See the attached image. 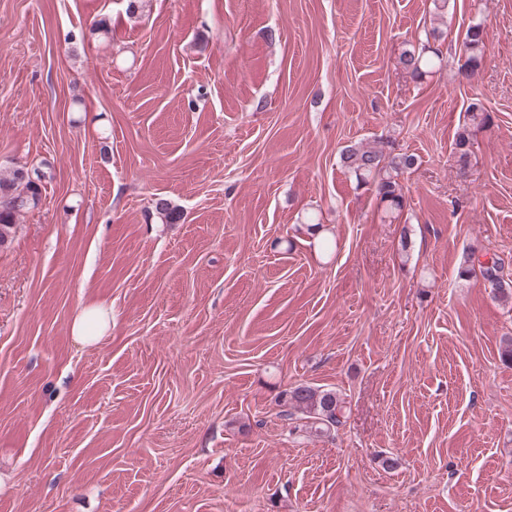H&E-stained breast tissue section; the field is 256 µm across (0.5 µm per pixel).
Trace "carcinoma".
<instances>
[{"label":"carcinoma","instance_id":"cac0c4a2","mask_svg":"<svg viewBox=\"0 0 512 512\" xmlns=\"http://www.w3.org/2000/svg\"><path fill=\"white\" fill-rule=\"evenodd\" d=\"M467 65L474 69L482 65L485 53V29L476 22L469 26L465 39ZM439 51L431 55L425 52L404 51L400 56V65L414 79L423 76L425 69L435 63ZM469 121L485 126L492 120L482 101L472 99L467 107ZM471 141L467 128L458 132L455 150L458 162L466 166ZM341 165L355 177L357 184L374 187L379 202L384 206L387 217L393 218L404 208L403 187L399 177L411 168L415 159L411 155L384 154L362 145H348L341 151ZM42 199V178L38 172L26 177L19 166H0V249L12 241L19 216L39 205ZM156 213L168 224L182 219V213L166 198L154 201ZM505 263L497 255L488 257L484 262L475 253H470L460 268L462 277L480 276L492 288L496 297L507 301L512 299V279L504 273ZM280 403L286 408V415L300 414L306 425L319 433H329L343 424L345 401L335 391L300 384L282 391Z\"/></svg>","mask_w":512,"mask_h":512}]
</instances>
